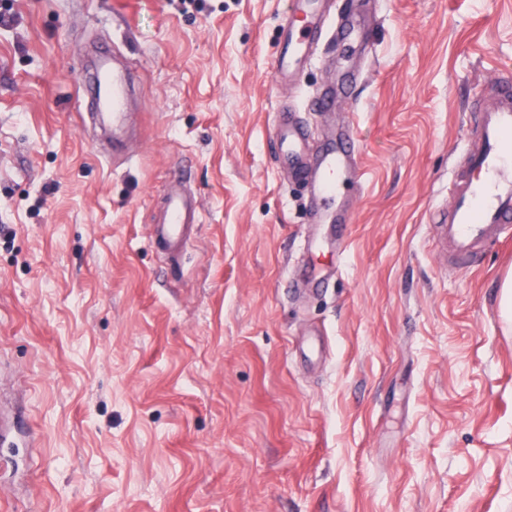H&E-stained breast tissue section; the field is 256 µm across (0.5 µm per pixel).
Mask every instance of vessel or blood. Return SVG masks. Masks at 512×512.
<instances>
[{
	"label": "vessel or blood",
	"mask_w": 512,
	"mask_h": 512,
	"mask_svg": "<svg viewBox=\"0 0 512 512\" xmlns=\"http://www.w3.org/2000/svg\"><path fill=\"white\" fill-rule=\"evenodd\" d=\"M361 25L347 11L332 13L328 0H288L282 28V49L275 62L279 80L312 63L323 35L350 47L360 38ZM95 89L114 138H121L129 119L130 87L120 63L108 55L97 58ZM476 104L469 135L446 186L448 207L436 220L434 237L457 264L473 266L497 243L512 240V82L498 79L474 91ZM304 120L280 114L270 136L278 168L306 185L314 222L328 225L336 251L349 245L343 233L346 211L339 204L343 190L363 185L360 145L353 122L344 123L320 149L310 144ZM193 199L173 191L166 199L165 218L155 225L152 240L169 260H177L189 225L199 223ZM327 278L314 267L287 281L289 292L316 294Z\"/></svg>",
	"instance_id": "b4317fda"
}]
</instances>
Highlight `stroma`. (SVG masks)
<instances>
[{"label":"stroma","instance_id":"stroma-1","mask_svg":"<svg viewBox=\"0 0 512 512\" xmlns=\"http://www.w3.org/2000/svg\"><path fill=\"white\" fill-rule=\"evenodd\" d=\"M340 5L364 49L284 84L286 0H0V512H512V245L451 270L432 244L512 0ZM100 46L135 78L116 150L78 105ZM284 109L318 142L358 119L368 187L315 296L283 288L309 263ZM177 174L201 221L170 266ZM358 78L359 76H354L353 80H350L347 84H341L337 88L331 86L328 89L317 92L311 101V108L314 111H326L332 108L336 104L337 96H350V89Z\"/></svg>","mask_w":512,"mask_h":512}]
</instances>
